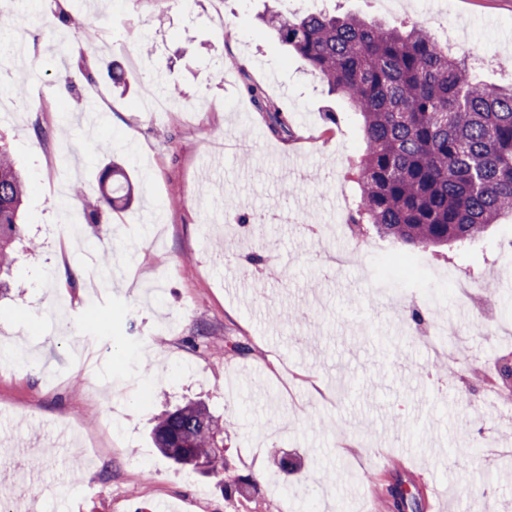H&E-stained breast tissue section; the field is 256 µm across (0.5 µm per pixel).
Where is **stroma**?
<instances>
[{
    "instance_id": "35a3bbf8",
    "label": "stroma",
    "mask_w": 512,
    "mask_h": 512,
    "mask_svg": "<svg viewBox=\"0 0 512 512\" xmlns=\"http://www.w3.org/2000/svg\"><path fill=\"white\" fill-rule=\"evenodd\" d=\"M271 2L0 0L28 43L18 83L30 106L0 92V133L38 243L17 246L0 299V334L36 348L24 362L0 358V493L30 472L56 512H377L380 489L362 474L381 454L405 463L387 484L440 489L421 512H512V407L489 405L478 381L512 352L501 331L512 313L455 293L462 277L512 302V219L440 253L351 237L343 205L359 192L360 119L263 26ZM283 5L421 22L440 37L451 28L463 52L512 57V0ZM63 12L91 25L93 42ZM171 84L181 94L168 110L144 112L142 99ZM84 99L105 122H71ZM264 103L291 135L268 127ZM115 160L135 197L106 207L100 176ZM282 205L305 223L237 221ZM65 218L83 232L62 263L51 229ZM106 247L123 269L97 312L113 353L87 371L69 348L84 286L101 276L86 251ZM249 255L280 284L267 286ZM231 266L251 273L249 291L232 286ZM415 310L467 332L465 351L431 352L410 330ZM196 400L224 421L231 471L257 481L250 499L225 497L154 446L156 418Z\"/></svg>"
}]
</instances>
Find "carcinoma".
I'll return each instance as SVG.
<instances>
[{
	"mask_svg": "<svg viewBox=\"0 0 512 512\" xmlns=\"http://www.w3.org/2000/svg\"><path fill=\"white\" fill-rule=\"evenodd\" d=\"M300 60L341 94L362 118L359 198L348 223L370 226L407 247H442L479 238L512 215V85L491 88L472 66L422 25L386 26L319 11L296 16L276 6L265 17ZM266 121L290 133L281 112ZM117 164L102 174L100 203L130 194ZM26 184L0 145V271L21 237ZM512 396V354L499 357L494 378ZM153 439L163 455L224 483V495L249 498L250 476L229 471L217 443L224 423L202 403L161 414Z\"/></svg>",
	"mask_w": 512,
	"mask_h": 512,
	"instance_id": "carcinoma-1",
	"label": "carcinoma"
}]
</instances>
